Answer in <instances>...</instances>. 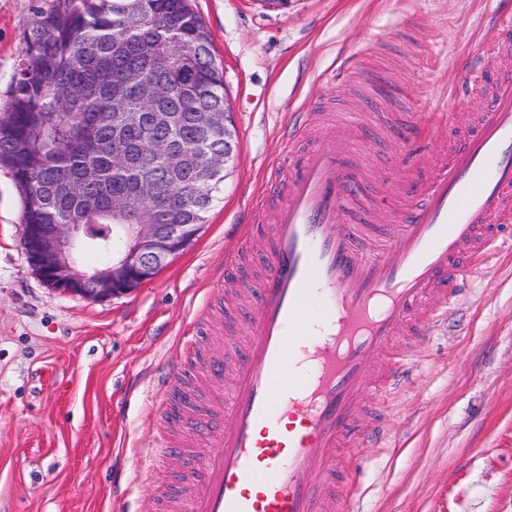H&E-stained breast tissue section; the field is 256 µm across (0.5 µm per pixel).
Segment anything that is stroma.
Wrapping results in <instances>:
<instances>
[{
    "label": "stroma",
    "mask_w": 512,
    "mask_h": 512,
    "mask_svg": "<svg viewBox=\"0 0 512 512\" xmlns=\"http://www.w3.org/2000/svg\"><path fill=\"white\" fill-rule=\"evenodd\" d=\"M50 0H0V114L7 112L24 33ZM224 71L237 154L196 239L154 279L103 301L51 290L21 246L22 204L0 167V512H158L198 453L146 473L161 433L170 377L193 388L197 411L221 417L205 374L210 354L237 363L230 327L251 308L263 252L249 224L269 226L268 183L291 166L282 131L307 117L306 146L343 111L364 113L366 201L377 222L399 223L400 191L448 138L434 103L458 90L463 65L501 31L512 0H191ZM356 60V68L345 65ZM335 80L324 81L329 71ZM423 144L394 170L405 134ZM248 258L224 278L227 250ZM205 311L207 332L189 324ZM388 403L384 444L359 449L346 512H512V253L500 251L448 303Z\"/></svg>",
    "instance_id": "stroma-1"
}]
</instances>
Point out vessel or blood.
<instances>
[{
	"label": "vessel or blood",
	"mask_w": 512,
	"mask_h": 512,
	"mask_svg": "<svg viewBox=\"0 0 512 512\" xmlns=\"http://www.w3.org/2000/svg\"><path fill=\"white\" fill-rule=\"evenodd\" d=\"M472 130L418 186L396 228L359 209L363 149L329 134L294 165L260 261L246 340L226 383L231 425L209 422L202 475L188 473L187 512H336L352 490L351 449L382 442L386 404L433 321L493 248L512 251V74ZM375 399L367 431L358 411Z\"/></svg>",
	"instance_id": "vessel-or-blood-1"
}]
</instances>
